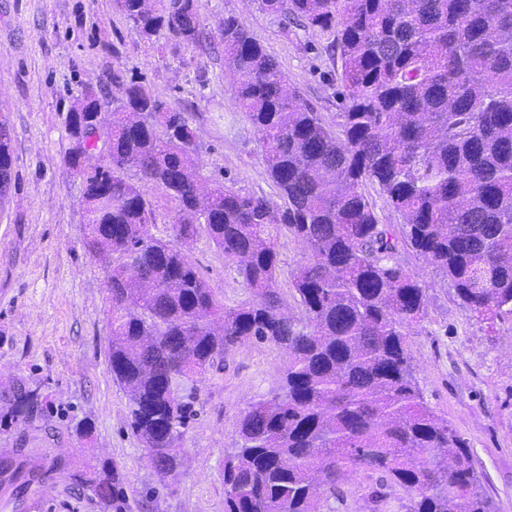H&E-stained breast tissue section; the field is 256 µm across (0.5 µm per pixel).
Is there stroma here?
<instances>
[{
    "mask_svg": "<svg viewBox=\"0 0 512 512\" xmlns=\"http://www.w3.org/2000/svg\"><path fill=\"white\" fill-rule=\"evenodd\" d=\"M205 29L186 44L142 40L113 0H0V113L9 119L13 174L0 205V413L22 384H40L53 403L41 430L0 426V456L36 448L38 461L94 459L118 469L122 512H224V454L249 403L277 387L288 361L275 345L246 341L223 371L193 384L198 417L182 443L177 474L163 475L128 428V399L112 378L107 268L89 252L80 179L67 168L69 98L93 87L120 97L113 70L145 78L184 109L199 145L200 173L244 193L274 198L258 136L224 75L217 25L231 14L264 44L291 87L335 125V67L329 35L260 7L259 0H198ZM199 274L226 306L251 300L236 267L199 234L191 252ZM402 259L429 294L427 315L408 330L417 383L430 406L467 439L475 469L498 512H512V324L488 330L446 279L413 253ZM91 422V440L75 435Z\"/></svg>",
    "mask_w": 512,
    "mask_h": 512,
    "instance_id": "obj_1",
    "label": "stroma"
}]
</instances>
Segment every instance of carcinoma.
<instances>
[{
  "mask_svg": "<svg viewBox=\"0 0 512 512\" xmlns=\"http://www.w3.org/2000/svg\"><path fill=\"white\" fill-rule=\"evenodd\" d=\"M145 40H199L196 0H114ZM262 8L331 35L340 56L337 129L288 84L235 16L218 34L238 104L258 135L283 200L202 183L188 113L143 82H123L110 117L89 88L66 113L65 164L84 185L83 233L109 270V362L128 398V425L166 472L197 415L188 383L240 343L288 353L278 386L236 422L224 460L225 512H335L362 474L366 512L400 492L407 512H496L466 439L425 403L407 344L427 314V288L400 259L426 258L461 304L494 331L512 321V0H261ZM101 162L86 166L91 154ZM135 168L140 184L130 182ZM12 149L0 114V200ZM176 202L174 242L155 238L143 186ZM399 214L379 221L368 187ZM204 227L252 299L227 307L198 275L190 248ZM309 252L289 275L301 310L283 307L281 237ZM11 420L34 430L52 412L39 388L10 395ZM17 448L0 474L24 493ZM55 471L89 488L104 512L123 491L108 464Z\"/></svg>",
  "mask_w": 512,
  "mask_h": 512,
  "instance_id": "1",
  "label": "carcinoma"
}]
</instances>
